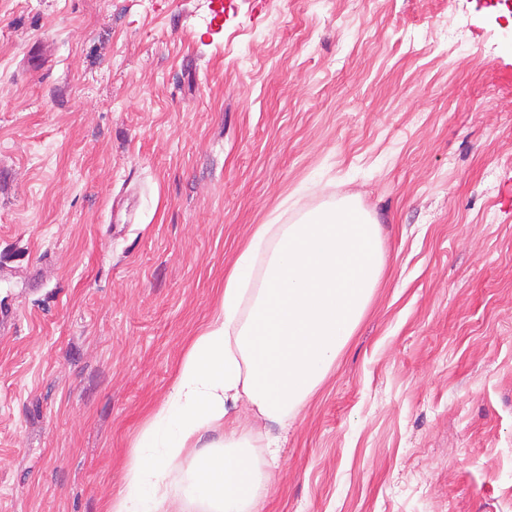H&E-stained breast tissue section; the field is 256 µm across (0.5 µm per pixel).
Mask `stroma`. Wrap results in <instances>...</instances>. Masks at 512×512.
<instances>
[{
  "instance_id": "1",
  "label": "stroma",
  "mask_w": 512,
  "mask_h": 512,
  "mask_svg": "<svg viewBox=\"0 0 512 512\" xmlns=\"http://www.w3.org/2000/svg\"><path fill=\"white\" fill-rule=\"evenodd\" d=\"M512 0H0V512H108L256 225L387 266L260 512H512Z\"/></svg>"
}]
</instances>
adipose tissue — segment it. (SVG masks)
I'll use <instances>...</instances> for the list:
<instances>
[{
  "label": "adipose tissue",
  "instance_id": "adipose-tissue-1",
  "mask_svg": "<svg viewBox=\"0 0 512 512\" xmlns=\"http://www.w3.org/2000/svg\"><path fill=\"white\" fill-rule=\"evenodd\" d=\"M385 267L379 225L351 198L292 224L257 225L138 436L109 512H184L186 502L258 512L293 420L354 335ZM241 401L279 427L259 444L264 464L229 417Z\"/></svg>",
  "mask_w": 512,
  "mask_h": 512
}]
</instances>
